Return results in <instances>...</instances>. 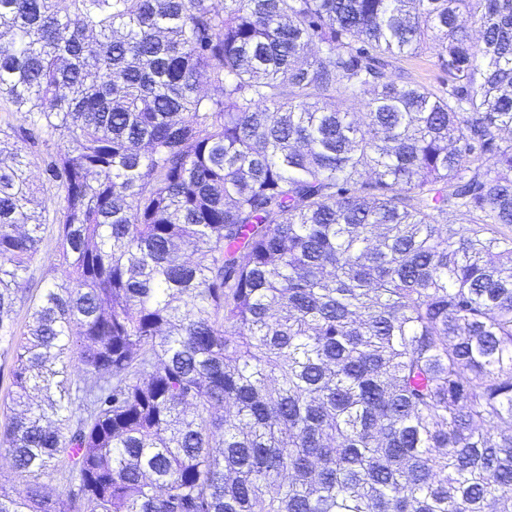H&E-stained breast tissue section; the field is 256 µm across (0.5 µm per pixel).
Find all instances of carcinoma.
<instances>
[{"mask_svg": "<svg viewBox=\"0 0 512 512\" xmlns=\"http://www.w3.org/2000/svg\"><path fill=\"white\" fill-rule=\"evenodd\" d=\"M0 101V512H512V0H0ZM438 53L439 48L430 45V48L415 57L395 62L389 69V76L397 82L412 81L434 91L441 90L448 86V76L435 63ZM63 142L58 137H47L42 135L36 144H27L25 151L28 152L30 158L34 162L32 166L33 174V188L35 189L38 197L43 199H53L56 194V189L47 180L41 163V159L46 156L47 153L56 154L63 149ZM47 222L43 234L44 239L32 267L33 279L30 282V286L34 295L59 276L55 268L58 263L56 240L57 225L50 224L51 221Z\"/></svg>", "mask_w": 512, "mask_h": 512, "instance_id": "carcinoma-1", "label": "carcinoma"}]
</instances>
